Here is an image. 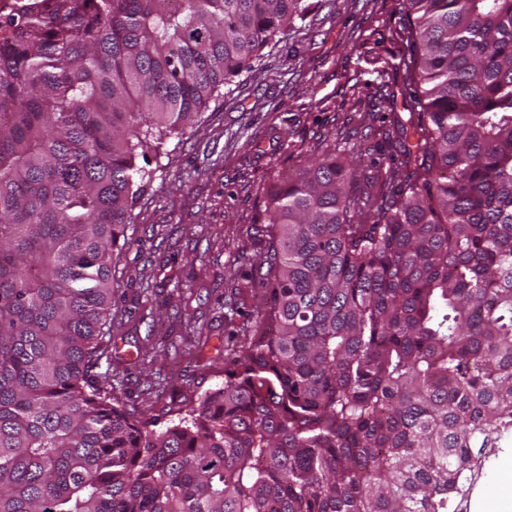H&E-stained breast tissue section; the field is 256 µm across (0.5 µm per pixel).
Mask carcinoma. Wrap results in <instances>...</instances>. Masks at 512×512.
<instances>
[{
    "instance_id": "obj_1",
    "label": "carcinoma",
    "mask_w": 512,
    "mask_h": 512,
    "mask_svg": "<svg viewBox=\"0 0 512 512\" xmlns=\"http://www.w3.org/2000/svg\"><path fill=\"white\" fill-rule=\"evenodd\" d=\"M384 143L270 195L273 305L157 432L95 372L136 164L304 0H53L0 39V512H456L512 430V0H403Z\"/></svg>"
}]
</instances>
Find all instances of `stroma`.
<instances>
[{"label": "stroma", "mask_w": 512, "mask_h": 512, "mask_svg": "<svg viewBox=\"0 0 512 512\" xmlns=\"http://www.w3.org/2000/svg\"><path fill=\"white\" fill-rule=\"evenodd\" d=\"M312 10L252 70L222 87L182 135L151 157L132 242L116 276L125 301L98 372L135 416L165 429L178 410L224 382L229 356L271 304L233 275L263 248L269 192L327 146L348 159L382 143L385 119L411 86L403 0H308ZM485 459L472 491L512 495Z\"/></svg>", "instance_id": "35a3bbf8"}]
</instances>
